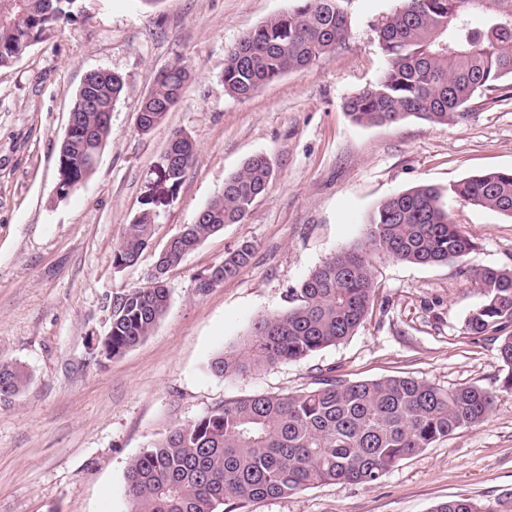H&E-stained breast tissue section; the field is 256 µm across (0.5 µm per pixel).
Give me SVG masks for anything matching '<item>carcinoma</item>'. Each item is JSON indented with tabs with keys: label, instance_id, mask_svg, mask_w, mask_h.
Listing matches in <instances>:
<instances>
[{
	"label": "carcinoma",
	"instance_id": "obj_1",
	"mask_svg": "<svg viewBox=\"0 0 512 512\" xmlns=\"http://www.w3.org/2000/svg\"><path fill=\"white\" fill-rule=\"evenodd\" d=\"M78 0H0V68L19 60L46 32L74 20ZM352 0H297L247 33L224 59V90L239 99L265 84L314 64L345 42ZM386 65L380 79L351 96L344 109L359 125L395 124L415 117L434 125L467 120L475 96L512 78V0H400L376 26ZM193 69L177 62L143 97V128L151 131L182 99ZM93 81L97 105L77 92L70 113L78 133L59 144L57 182L69 192L96 172L111 134L104 112L125 97L121 76ZM178 162L168 180L180 187L195 157L191 138H170ZM273 167L264 154L247 159L224 189L185 227L167 253L177 267L226 224L245 220L268 189ZM450 192L456 198L512 216V170L467 177ZM441 191L418 185L382 202L363 246L339 251L315 267L293 291V305L260 317L249 337L209 363L220 376H244L260 367L299 361L354 335L372 304L376 283L370 256L431 266L462 262L474 242L443 207ZM158 223L144 203L125 225L113 249L116 267L135 264ZM243 241L201 279L235 277L253 256ZM481 297L464 330L499 341L501 388L512 391V269L473 270ZM164 286L131 288L112 298L108 331L100 341L114 358L151 335L165 314ZM29 381L19 365L0 362V396L19 394ZM495 395L477 386L444 389L412 376L347 381L319 370L314 386L288 394H258L226 401L197 420L175 426L133 458L126 469L132 512H225V506L293 494L326 482L372 485L403 460L465 427L481 424ZM431 512H508L507 503L453 497Z\"/></svg>",
	"mask_w": 512,
	"mask_h": 512
}]
</instances>
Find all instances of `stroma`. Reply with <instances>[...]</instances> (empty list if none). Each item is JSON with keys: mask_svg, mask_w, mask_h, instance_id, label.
<instances>
[{"mask_svg": "<svg viewBox=\"0 0 512 512\" xmlns=\"http://www.w3.org/2000/svg\"><path fill=\"white\" fill-rule=\"evenodd\" d=\"M397 2L355 0L344 44L244 100L224 90L226 51L296 0H79L73 22L0 68V361L30 376L22 393L0 399V512H131L127 464L174 426L224 401L311 387L329 367L350 381L410 375L445 389L477 386L495 393L496 406L374 485L323 484L237 512H430L454 496H512V393L500 388L498 343L464 332L480 302L472 270L512 268V217L449 192L512 168V79L479 93L472 119L458 125L352 122L343 103L379 79L375 28ZM177 61L195 78L141 133L137 102ZM100 69L121 75L128 93L95 175L62 200L57 147L74 93ZM176 131L196 144L193 166L138 262L116 269L114 245L157 197L156 167ZM254 154L271 160L274 175L245 223L225 225L169 273L168 309L146 340L101 356L109 298L144 285L156 253ZM419 184L443 190L475 242L464 265L373 257L375 300L354 336L244 376L208 371L258 318L287 309L316 266L361 245L382 201ZM244 240L254 245L250 263L201 290L210 267Z\"/></svg>", "mask_w": 512, "mask_h": 512, "instance_id": "obj_1", "label": "stroma"}]
</instances>
